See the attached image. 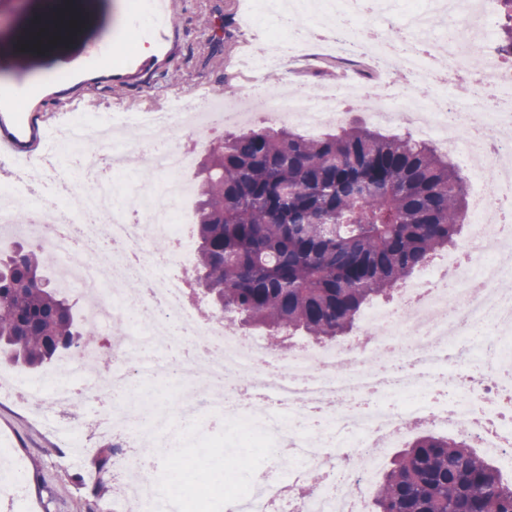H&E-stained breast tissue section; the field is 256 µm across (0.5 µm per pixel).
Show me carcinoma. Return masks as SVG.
I'll return each instance as SVG.
<instances>
[{
    "instance_id": "1",
    "label": "carcinoma",
    "mask_w": 512,
    "mask_h": 512,
    "mask_svg": "<svg viewBox=\"0 0 512 512\" xmlns=\"http://www.w3.org/2000/svg\"><path fill=\"white\" fill-rule=\"evenodd\" d=\"M498 52L512 57V0H499ZM49 15L8 43L52 50ZM194 194L196 284L228 324L318 342L457 243L468 201L454 160L432 144L348 126L299 134L268 125L211 143ZM92 327L40 274L36 252L0 253V353L35 368L81 348ZM371 512H512V485L458 439L416 436L377 485Z\"/></svg>"
}]
</instances>
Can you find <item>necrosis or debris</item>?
<instances>
[{
	"label": "necrosis or debris",
	"mask_w": 512,
	"mask_h": 512,
	"mask_svg": "<svg viewBox=\"0 0 512 512\" xmlns=\"http://www.w3.org/2000/svg\"><path fill=\"white\" fill-rule=\"evenodd\" d=\"M489 0H288V13L310 27L335 18L339 57L390 63L389 72L364 73L332 92L318 89L283 96L267 89L270 63L286 64L304 43L298 33L281 40L276 57L251 52L252 86L243 100L192 92L163 110L113 112L104 121L98 151L87 156L73 131L48 134L39 164L11 158L15 177L0 183V223L13 221V200L29 215L25 232L50 255L69 263L68 285L100 296L92 316L111 321L118 336L111 375L99 377V394L81 389L91 352L71 360L65 380L18 378L10 396L22 401L42 385L58 408L93 401L94 427L109 437L119 489L113 512H186L184 498H161L154 484L133 479L141 441L159 447L206 442L210 427L225 424L229 448H260L287 462V483L261 477L241 486L226 481L224 494L243 512H370L369 487L385 444L415 429L455 428L473 447L495 455L512 476V76L500 61L474 48L492 43L496 25ZM401 16L402 44L367 39L357 17ZM467 82L469 95L449 98L450 84ZM388 123L410 125L419 138L439 144L472 186L466 214L471 231L448 255L395 297L367 313L358 336L329 346L266 343L255 333L230 331L222 315H203L190 300L192 285L180 270L193 252L181 174L191 156L176 143L189 130L196 147L210 141L207 113L226 126L245 108L268 122L301 124L316 134L348 118L350 106ZM137 132L135 141L125 129ZM141 153L163 180L140 182L124 165ZM485 157L481 167L472 157ZM138 211L129 214L128 192ZM168 249L153 254L148 243ZM182 342L187 357L178 371L190 385L179 423L126 409V401L152 404L129 368L143 353L167 352Z\"/></svg>",
	"instance_id": "necrosis-or-debris-1"
}]
</instances>
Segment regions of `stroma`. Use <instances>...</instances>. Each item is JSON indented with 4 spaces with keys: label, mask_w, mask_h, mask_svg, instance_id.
Segmentation results:
<instances>
[{
    "label": "stroma",
    "mask_w": 512,
    "mask_h": 512,
    "mask_svg": "<svg viewBox=\"0 0 512 512\" xmlns=\"http://www.w3.org/2000/svg\"><path fill=\"white\" fill-rule=\"evenodd\" d=\"M62 23L77 22L80 34L57 40L53 51L19 56L0 53V83L31 84L35 74L52 71L54 84L27 97L19 107L0 109V147L30 156L41 151L42 125L62 115L73 101L85 113L106 108L167 106L175 94L200 90L220 92L225 85L244 89L247 75L233 60L242 43L260 40L259 30L241 21L240 0H168L161 24L128 21L124 0H57ZM152 45L149 56L136 52L138 42ZM113 58L109 68H91V61ZM339 61L321 56L310 64L282 67L278 75L284 94L336 82ZM93 405L81 412L40 408L33 399L23 403L0 398V512H109L112 472L99 470L95 460L104 437L88 432L82 456L64 447L55 433L58 425L91 423ZM224 430L214 427L210 450L186 447L181 462L198 486L216 479L207 459L223 454ZM20 461L24 480L19 496H11L5 478L8 462Z\"/></svg>",
    "instance_id": "obj_1"
}]
</instances>
